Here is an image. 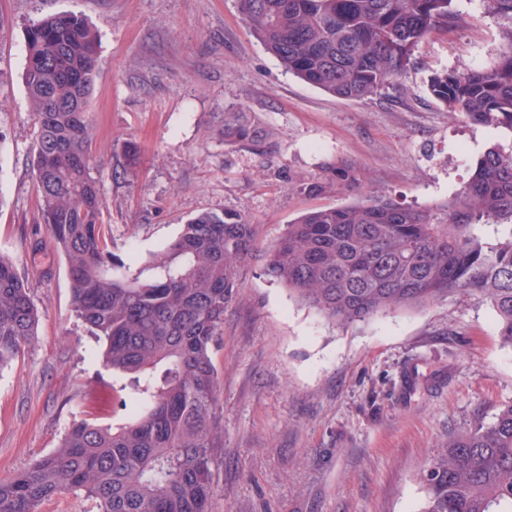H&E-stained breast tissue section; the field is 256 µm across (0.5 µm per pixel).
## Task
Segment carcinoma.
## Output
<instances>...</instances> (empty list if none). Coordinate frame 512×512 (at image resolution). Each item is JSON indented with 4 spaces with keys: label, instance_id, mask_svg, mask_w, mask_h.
I'll use <instances>...</instances> for the list:
<instances>
[{
    "label": "carcinoma",
    "instance_id": "1",
    "mask_svg": "<svg viewBox=\"0 0 512 512\" xmlns=\"http://www.w3.org/2000/svg\"><path fill=\"white\" fill-rule=\"evenodd\" d=\"M457 0H240L250 29L289 73L330 95L368 99L413 63L424 38L457 24ZM501 44L487 67L442 70L430 94L452 114L512 138V0H478ZM23 83L35 118L31 159L43 224L65 262L74 311L135 394L118 426L75 418L59 445L0 480V512H38L63 493L90 512H207L224 451L213 350L242 265L339 324L470 297L490 304L512 347V141L473 165L463 190L433 208L393 199L311 210L257 249L252 225L202 211L142 268L115 255L92 176L89 99L97 31L60 12L26 30ZM267 132L224 113V141ZM38 311L0 254V369L36 336ZM421 512H512V404L448 437L421 475Z\"/></svg>",
    "mask_w": 512,
    "mask_h": 512
}]
</instances>
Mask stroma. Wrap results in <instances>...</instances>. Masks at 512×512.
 I'll return each mask as SVG.
<instances>
[{
  "label": "stroma",
  "mask_w": 512,
  "mask_h": 512,
  "mask_svg": "<svg viewBox=\"0 0 512 512\" xmlns=\"http://www.w3.org/2000/svg\"><path fill=\"white\" fill-rule=\"evenodd\" d=\"M458 7L459 26L429 35L392 86L359 101L289 74L238 0H0V254L40 313L34 344L0 371V479L55 449L76 413L111 425L127 413L124 380L77 320L40 219L27 26L68 11L98 30L92 175L112 252L140 267L204 210L242 214L265 247L303 213L362 196L446 204L501 139L451 118L428 91L432 72L481 67L497 52V25L466 0ZM227 112L249 113L268 138L225 142ZM342 164L355 185L307 191ZM214 362L224 452L207 512H420L435 450L512 403V348L488 304L457 297L335 325L255 261L241 269Z\"/></svg>",
  "instance_id": "stroma-1"
}]
</instances>
